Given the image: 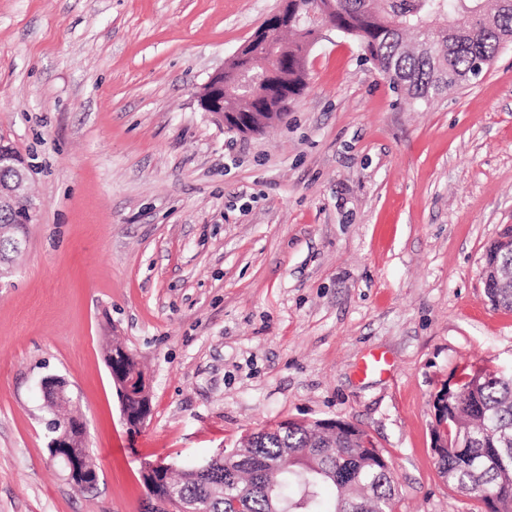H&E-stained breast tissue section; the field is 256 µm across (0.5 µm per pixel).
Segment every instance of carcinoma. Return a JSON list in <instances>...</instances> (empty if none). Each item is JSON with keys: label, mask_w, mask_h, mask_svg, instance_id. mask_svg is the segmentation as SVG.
I'll list each match as a JSON object with an SVG mask.
<instances>
[{"label": "carcinoma", "mask_w": 512, "mask_h": 512, "mask_svg": "<svg viewBox=\"0 0 512 512\" xmlns=\"http://www.w3.org/2000/svg\"><path fill=\"white\" fill-rule=\"evenodd\" d=\"M327 17L394 86L426 103L448 88V77L460 80L475 58L492 60L501 41L512 40V7L501 0H336V11ZM435 20L454 22L456 39L432 27ZM286 32L288 40L281 33L275 37L281 51L276 76L263 80L260 94L226 100V111L288 115L306 87L310 51L301 29ZM15 154L10 143L0 145L3 188L18 176ZM36 209L31 196L0 209V278L11 273L22 252ZM485 295L492 306L512 310V288H487ZM113 374L123 380L144 371L129 350ZM436 398L444 402L435 408L433 430L441 477L490 512H512V374L472 369L453 392L445 387ZM47 401L56 437L77 419V407L51 392ZM149 408L150 395L139 389L131 391L122 412L134 421ZM70 436L79 444L80 490L90 492L98 481L95 464L84 439ZM141 480L146 496L169 503L172 512H394L396 503L392 473L369 435L352 425L337 431L323 421L290 420L286 429L277 422L202 464L154 469Z\"/></svg>", "instance_id": "cac0c4a2"}]
</instances>
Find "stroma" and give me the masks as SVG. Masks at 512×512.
I'll return each mask as SVG.
<instances>
[{
	"label": "stroma",
	"mask_w": 512,
	"mask_h": 512,
	"mask_svg": "<svg viewBox=\"0 0 512 512\" xmlns=\"http://www.w3.org/2000/svg\"><path fill=\"white\" fill-rule=\"evenodd\" d=\"M279 5L0 0V135L41 202L0 284V512H143L144 463L288 419L364 430L396 512H485L439 474L433 404L464 368L512 369V311L481 281L512 224V46L424 104L328 30L286 119L225 131L195 92ZM110 336L151 380L136 432ZM373 352L389 372L360 376ZM51 376L93 492L49 452Z\"/></svg>",
	"instance_id": "obj_1"
}]
</instances>
